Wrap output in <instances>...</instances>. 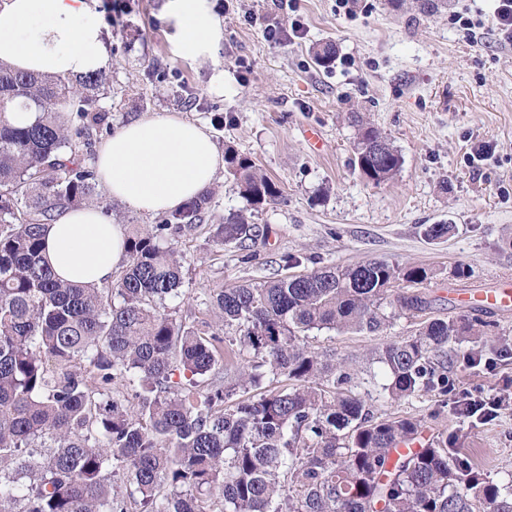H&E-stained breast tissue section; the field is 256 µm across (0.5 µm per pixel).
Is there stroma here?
<instances>
[{
  "instance_id": "35a3bbf8",
  "label": "stroma",
  "mask_w": 512,
  "mask_h": 512,
  "mask_svg": "<svg viewBox=\"0 0 512 512\" xmlns=\"http://www.w3.org/2000/svg\"><path fill=\"white\" fill-rule=\"evenodd\" d=\"M422 0H209L224 24L216 59L190 61L175 52L177 28L166 0H112L100 6L112 59V89L102 99L113 126L147 114L176 113L210 127L218 150L254 160L282 197L255 212L266 234L249 251L220 245L208 235L186 240L191 256L183 289H202L285 275L282 258H298L299 272L369 259L416 265L430 277L417 285L431 302L429 317L473 315L460 302L474 288L512 276V47L492 31L464 38L452 18L463 5L491 13L493 0H447L430 12ZM306 27L292 43L269 42L265 24L288 29L294 17ZM330 41L336 60L315 64L312 49ZM251 71L240 74L236 60ZM223 72V86L213 76ZM224 113L223 127L212 124ZM385 134L402 158L397 176L376 185L354 166L355 130L349 113ZM316 127L321 149L305 140ZM491 155L470 164L472 146ZM449 224L430 239L427 225ZM496 323L497 342L482 349L479 364L463 361L465 346L450 353L448 385L455 392L495 397L512 388V311L483 312ZM421 322L401 317L376 333L312 331L308 346L341 362L376 419L409 418L425 434L447 433L475 467L512 487V406L494 419L465 420L449 396L421 391L389 397L378 353L417 334Z\"/></svg>"
}]
</instances>
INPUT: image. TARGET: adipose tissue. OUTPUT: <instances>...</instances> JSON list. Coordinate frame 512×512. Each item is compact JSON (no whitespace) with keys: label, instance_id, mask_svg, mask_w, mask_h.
Here are the masks:
<instances>
[{"label":"adipose tissue","instance_id":"obj_1","mask_svg":"<svg viewBox=\"0 0 512 512\" xmlns=\"http://www.w3.org/2000/svg\"><path fill=\"white\" fill-rule=\"evenodd\" d=\"M98 0H0V63L21 72L78 78L110 66ZM185 59L212 58L224 31L208 0H167ZM95 166L108 196L147 214L177 209L215 182L224 159L205 126L175 114L144 116L113 130ZM45 257L68 280L110 282L126 259L123 225L98 206L61 213Z\"/></svg>","mask_w":512,"mask_h":512}]
</instances>
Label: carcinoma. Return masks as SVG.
Returning <instances> with one entry per match:
<instances>
[{
	"instance_id": "1",
	"label": "carcinoma",
	"mask_w": 512,
	"mask_h": 512,
	"mask_svg": "<svg viewBox=\"0 0 512 512\" xmlns=\"http://www.w3.org/2000/svg\"><path fill=\"white\" fill-rule=\"evenodd\" d=\"M336 59L325 42L312 49ZM110 78L35 75L0 64V512H512V492L482 476L445 433L419 420H376L338 386L349 376L305 338L313 330L376 332L384 301L426 315L418 293L389 298L428 272L370 260L262 283L205 288L201 317L182 295V240L207 230L246 246L264 234L242 213L212 223L205 191L152 225L132 224L127 258L108 285L62 280L44 258L66 209H110L88 163L112 132L99 105ZM9 112H33L11 124ZM354 165L384 183L402 160L352 112ZM382 140L380 157L362 155ZM253 210L282 192L247 156L226 149ZM496 324L433 318L379 351L396 396L448 392V350ZM287 381L263 389L267 374ZM124 383L126 391L118 388ZM246 394L235 400L238 393ZM422 447L401 456V442Z\"/></svg>"
}]
</instances>
